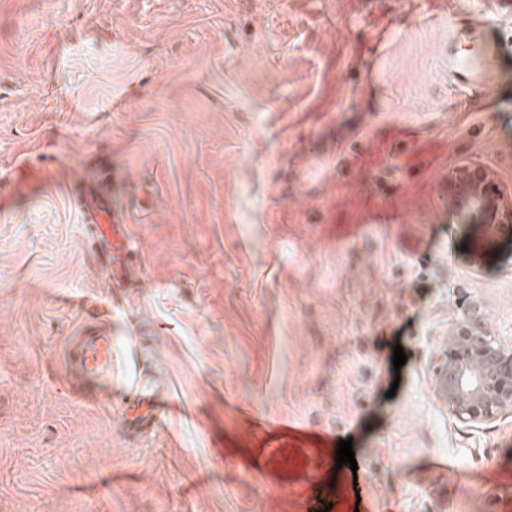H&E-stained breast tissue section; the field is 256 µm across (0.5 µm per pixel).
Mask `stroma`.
I'll list each match as a JSON object with an SVG mask.
<instances>
[{"instance_id": "35a3bbf8", "label": "stroma", "mask_w": 512, "mask_h": 512, "mask_svg": "<svg viewBox=\"0 0 512 512\" xmlns=\"http://www.w3.org/2000/svg\"><path fill=\"white\" fill-rule=\"evenodd\" d=\"M509 143L512 0H0V173L94 178L143 282L111 289L59 185L0 212V512H306L278 487L335 451L281 468L260 414L351 440L371 512H512V417L433 394L472 303L512 344V242L476 265L484 225L428 221L449 163L511 190ZM84 330L117 338L111 397L76 393ZM138 378L177 407L130 438Z\"/></svg>"}]
</instances>
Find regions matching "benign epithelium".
<instances>
[{
    "mask_svg": "<svg viewBox=\"0 0 512 512\" xmlns=\"http://www.w3.org/2000/svg\"><path fill=\"white\" fill-rule=\"evenodd\" d=\"M448 199L462 203L457 218L490 229L473 258L497 247L495 231L512 226V192L495 173L472 163L461 164L444 186ZM448 337L445 402L452 414L474 427L512 416V354L490 335L479 308L474 306L454 321Z\"/></svg>",
    "mask_w": 512,
    "mask_h": 512,
    "instance_id": "benign-epithelium-1",
    "label": "benign epithelium"
}]
</instances>
